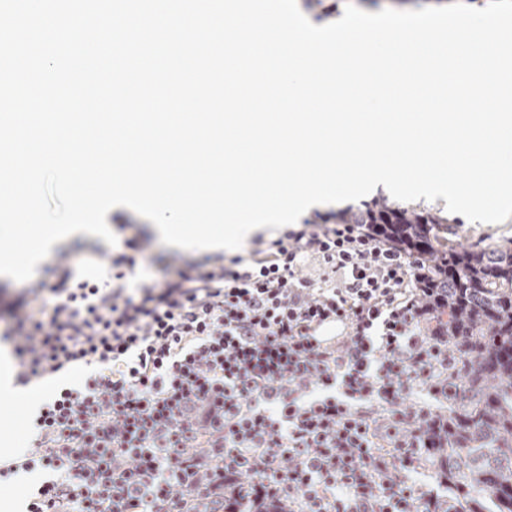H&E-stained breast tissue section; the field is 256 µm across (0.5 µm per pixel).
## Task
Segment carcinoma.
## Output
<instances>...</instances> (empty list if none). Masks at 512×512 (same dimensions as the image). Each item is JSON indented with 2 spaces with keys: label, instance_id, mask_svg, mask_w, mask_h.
Returning <instances> with one entry per match:
<instances>
[{
  "label": "carcinoma",
  "instance_id": "obj_1",
  "mask_svg": "<svg viewBox=\"0 0 512 512\" xmlns=\"http://www.w3.org/2000/svg\"><path fill=\"white\" fill-rule=\"evenodd\" d=\"M336 223L363 224L422 262L430 322L460 367L448 414L425 424V452L454 498L427 512H512V239L459 249L444 235L447 216L386 199L342 210Z\"/></svg>",
  "mask_w": 512,
  "mask_h": 512
}]
</instances>
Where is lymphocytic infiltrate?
Masks as SVG:
<instances>
[{"label":"lymphocytic infiltrate","instance_id":"obj_1","mask_svg":"<svg viewBox=\"0 0 512 512\" xmlns=\"http://www.w3.org/2000/svg\"><path fill=\"white\" fill-rule=\"evenodd\" d=\"M143 252L126 239L102 282L57 264L5 304L16 385L83 375L43 400L32 451L0 458V481L48 475L26 512H422L407 473L431 411L404 401L443 398L458 369L408 255L357 224H308L124 288ZM309 258L320 279L301 275Z\"/></svg>","mask_w":512,"mask_h":512}]
</instances>
